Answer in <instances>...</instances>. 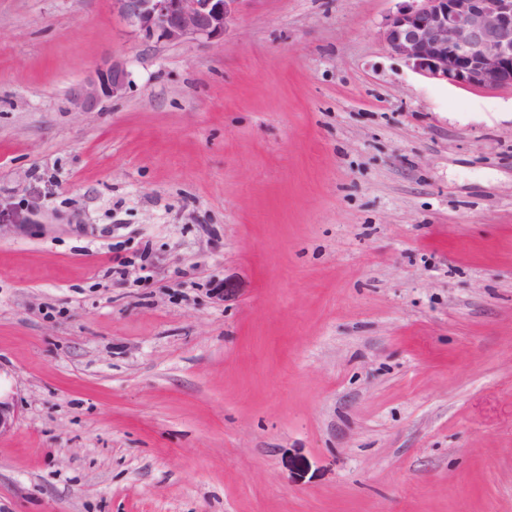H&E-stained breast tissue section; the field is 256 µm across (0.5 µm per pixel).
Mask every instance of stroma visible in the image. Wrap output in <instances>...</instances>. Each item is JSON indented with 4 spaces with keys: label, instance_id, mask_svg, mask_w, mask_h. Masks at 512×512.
Returning a JSON list of instances; mask_svg holds the SVG:
<instances>
[{
    "label": "stroma",
    "instance_id": "obj_1",
    "mask_svg": "<svg viewBox=\"0 0 512 512\" xmlns=\"http://www.w3.org/2000/svg\"><path fill=\"white\" fill-rule=\"evenodd\" d=\"M398 5L0 0V512H512V88ZM243 0H113L123 20L146 40L178 43L224 37L232 12ZM128 83L126 63L111 58L92 76L72 88L70 101L73 109L77 112H93L104 99L122 94Z\"/></svg>",
    "mask_w": 512,
    "mask_h": 512
}]
</instances>
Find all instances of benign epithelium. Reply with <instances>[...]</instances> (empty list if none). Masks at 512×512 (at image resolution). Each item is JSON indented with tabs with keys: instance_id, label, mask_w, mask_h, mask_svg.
I'll return each instance as SVG.
<instances>
[{
	"instance_id": "obj_1",
	"label": "benign epithelium",
	"mask_w": 512,
	"mask_h": 512,
	"mask_svg": "<svg viewBox=\"0 0 512 512\" xmlns=\"http://www.w3.org/2000/svg\"><path fill=\"white\" fill-rule=\"evenodd\" d=\"M243 0H112L123 20L146 40L178 43L224 37L232 12ZM384 22L389 51L415 72L454 85L512 87V0H403ZM129 83L126 63L109 59L75 85L76 112H93ZM16 416L0 398V436Z\"/></svg>"
}]
</instances>
